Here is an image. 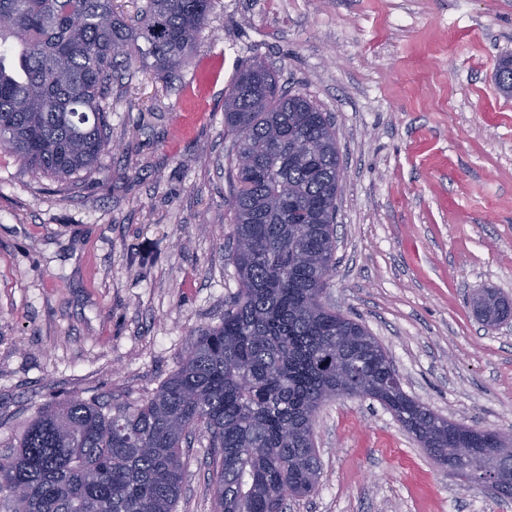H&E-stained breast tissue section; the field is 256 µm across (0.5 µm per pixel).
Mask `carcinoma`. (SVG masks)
Instances as JSON below:
<instances>
[{
	"label": "carcinoma",
	"mask_w": 512,
	"mask_h": 512,
	"mask_svg": "<svg viewBox=\"0 0 512 512\" xmlns=\"http://www.w3.org/2000/svg\"><path fill=\"white\" fill-rule=\"evenodd\" d=\"M213 0H145L134 22L113 0H0V150L61 183L96 169L108 145V87L140 64L169 75L196 53ZM512 97V59L498 63ZM234 136L229 231L238 277L232 307L197 330L179 368L118 413L70 398L40 409L0 455L5 512H175L183 444L208 440L214 512H283L319 478L314 426L336 397L371 398L448 468L447 448L488 455L498 432L441 421L392 387L393 363L365 326L320 300L336 264L340 152L326 113L288 93L261 62L241 68L224 98ZM489 324L512 302L473 301Z\"/></svg>",
	"instance_id": "1"
}]
</instances>
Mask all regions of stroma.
I'll return each mask as SVG.
<instances>
[{
    "mask_svg": "<svg viewBox=\"0 0 512 512\" xmlns=\"http://www.w3.org/2000/svg\"><path fill=\"white\" fill-rule=\"evenodd\" d=\"M326 112L344 169L321 300L364 324L404 391L512 434V332L473 294L512 299V0H214L194 59L113 83L114 151L63 184L0 151V453L43 405L119 408L154 392L238 291L224 97L253 58ZM314 494L286 512H512L461 487L378 401L320 410ZM177 512H211L192 437Z\"/></svg>",
    "mask_w": 512,
    "mask_h": 512,
    "instance_id": "1",
    "label": "stroma"
}]
</instances>
